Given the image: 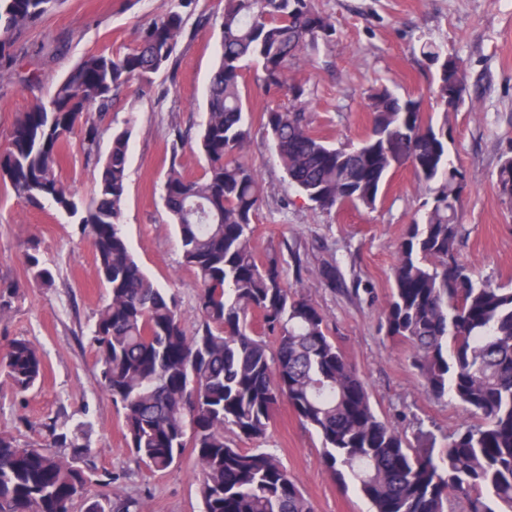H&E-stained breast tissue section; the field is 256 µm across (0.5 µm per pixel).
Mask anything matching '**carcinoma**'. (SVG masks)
Wrapping results in <instances>:
<instances>
[{"mask_svg":"<svg viewBox=\"0 0 512 512\" xmlns=\"http://www.w3.org/2000/svg\"><path fill=\"white\" fill-rule=\"evenodd\" d=\"M58 2L0 0L1 83L19 74L18 39ZM197 6L170 0L132 51L84 56L48 99L35 97L15 116L0 150V186L33 206L50 202L91 242L108 295L91 342L100 385L122 414L128 451L164 472L191 449L202 512H312L275 454L235 444L264 438L286 401L320 436L325 467L353 481L373 512H512V288L475 278L457 258L466 178L449 160L448 119L435 124L422 98L382 88L369 96L371 128L359 145L325 140L308 116L312 91L289 76L306 47L335 33L314 0H224L221 55L195 139L205 166L191 176L172 163L161 194L182 265L197 281L192 325L175 296L137 262L121 228L132 130L113 132L100 157L94 117L111 110L122 87L149 84L173 64L192 37L186 18ZM422 53L436 65L434 97L447 111L457 108L448 100L442 51L426 44ZM250 64L268 93L288 96V106L269 105L259 120L289 186L315 207L373 208L389 175L405 164L434 194L424 222L410 225L400 242L383 321L388 336L412 345L424 391L451 394L472 417L442 440L421 431L413 444L379 417L324 311L301 282L285 281L276 253L254 250L262 187L244 160ZM78 132L86 154L95 156L87 198L61 175ZM496 184L512 201V148L501 157ZM27 272L44 287L54 283L33 254ZM0 366L20 393L41 380L44 368L27 339L14 340ZM48 429L49 439L27 444L0 432V512H74L79 502L83 512H143L137 499L90 494L92 474L81 465L88 446L76 433ZM66 446L69 457L57 452Z\"/></svg>","mask_w":512,"mask_h":512,"instance_id":"cac0c4a2","label":"carcinoma"}]
</instances>
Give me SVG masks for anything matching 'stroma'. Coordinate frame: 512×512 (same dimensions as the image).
<instances>
[{
  "label": "stroma",
  "mask_w": 512,
  "mask_h": 512,
  "mask_svg": "<svg viewBox=\"0 0 512 512\" xmlns=\"http://www.w3.org/2000/svg\"><path fill=\"white\" fill-rule=\"evenodd\" d=\"M317 5L331 16L335 33L331 41L306 49L291 77L312 90V125L336 145L356 146L369 132L373 89L429 96L434 69L422 54L424 44L461 63L465 102L448 113L451 159L467 176L458 256L477 278L512 288V203L501 198L495 182L499 158L512 146V0H317ZM168 6V0H64L20 41L24 72L41 78L37 90L0 85V145L16 114L34 97H48L78 60L91 52L130 51L143 25ZM198 8L210 22L179 45L176 69L154 75L148 86H124L98 124L103 151L113 131L132 130L122 230L151 280L170 289L189 317L197 282L182 264L179 238L160 196L171 163L194 176L205 165L191 148L175 156L170 146L173 125L193 135L203 123L220 52L222 6L219 0H199ZM246 159L263 187L256 251H280L286 282H302L324 311L336 345L363 377L379 416L410 438L422 430L440 437L467 422V412L451 397L423 390L412 347L387 336L382 320L397 246L432 204L412 167L391 175L375 208L326 211L289 188L262 126L253 128ZM32 243L55 273L52 287L26 273L24 254ZM329 263L336 267L333 287L321 275ZM1 282L17 284L19 293L0 317V354L12 340L27 339L39 347L45 368L39 386L24 394L0 377V429L13 431L23 443L42 442L51 422L83 431L91 447L85 462L99 478H111L113 496L139 499L145 512H201L192 454L164 472L137 464L125 446L122 417L99 384L91 327L107 291L96 276L90 242L53 205H29L0 187ZM238 445L276 454L298 478L313 512H371L354 484H340L326 469L319 436L287 403L277 407L265 439H242Z\"/></svg>",
  "instance_id": "stroma-1"
}]
</instances>
